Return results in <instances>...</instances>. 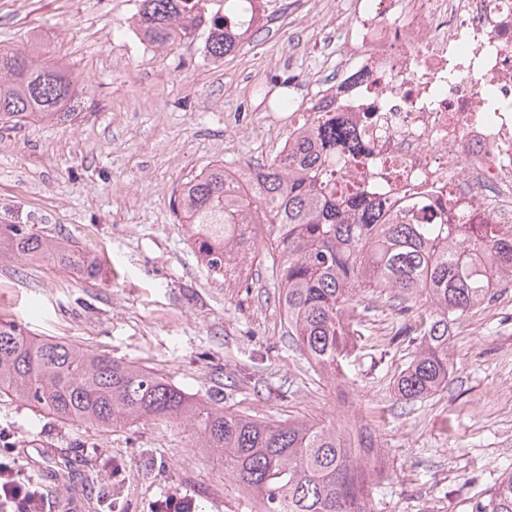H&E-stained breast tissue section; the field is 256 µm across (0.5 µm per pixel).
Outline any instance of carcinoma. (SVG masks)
Wrapping results in <instances>:
<instances>
[{"label": "carcinoma", "mask_w": 512, "mask_h": 512, "mask_svg": "<svg viewBox=\"0 0 512 512\" xmlns=\"http://www.w3.org/2000/svg\"><path fill=\"white\" fill-rule=\"evenodd\" d=\"M139 30L172 48L210 27L208 56L237 44L224 24L237 8L206 18L201 0H139ZM72 77L49 57L0 49V123L54 118ZM364 152L360 132L318 111L288 130V149L242 173L253 198L240 199L216 163L186 181L177 197L207 269L225 276L236 260L277 283L288 335L331 378L342 376L357 346L368 288L402 315L400 335L419 351L399 373V399L412 403L448 386V321L490 303L512 286V228L490 215L464 219L453 200L437 224H413L347 177ZM0 256L53 263L98 276L96 259L26 224L0 228ZM98 430L141 420L190 426L195 447L218 453L250 512H371L388 463L370 430L313 421H265L197 399L164 377L76 342L40 339L0 318V397ZM472 512H512V472Z\"/></svg>", "instance_id": "cac0c4a2"}]
</instances>
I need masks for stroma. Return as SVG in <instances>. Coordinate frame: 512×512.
<instances>
[{
    "label": "stroma",
    "mask_w": 512,
    "mask_h": 512,
    "mask_svg": "<svg viewBox=\"0 0 512 512\" xmlns=\"http://www.w3.org/2000/svg\"><path fill=\"white\" fill-rule=\"evenodd\" d=\"M236 52L208 58L207 29L159 51L130 26L138 0H0V49L41 41L78 77L65 118L0 130V225L29 224L95 255L97 279L0 260V317L156 371L188 393L261 420L372 430L389 458L373 512H471L512 471V288L448 326V386L402 403L395 380L415 343L370 290L344 377L292 345L278 289L247 270L209 273L180 220L181 184L224 162L275 155L311 77L345 58L318 40L334 0H254ZM12 455L61 512H155L178 492L194 512H245L215 453L177 423L101 432L0 399V456Z\"/></svg>",
    "instance_id": "35a3bbf8"
}]
</instances>
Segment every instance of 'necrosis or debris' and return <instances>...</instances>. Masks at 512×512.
Instances as JSON below:
<instances>
[{"instance_id":"obj_1","label":"necrosis or debris","mask_w":512,"mask_h":512,"mask_svg":"<svg viewBox=\"0 0 512 512\" xmlns=\"http://www.w3.org/2000/svg\"><path fill=\"white\" fill-rule=\"evenodd\" d=\"M325 39L349 61L309 104L333 101L367 136L362 189L512 225V0H355Z\"/></svg>"}]
</instances>
